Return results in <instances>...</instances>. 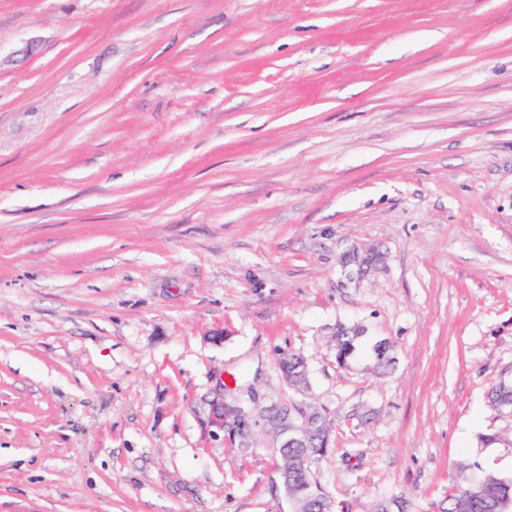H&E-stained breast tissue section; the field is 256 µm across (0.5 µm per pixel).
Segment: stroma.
<instances>
[{
    "label": "stroma",
    "instance_id": "35a3bbf8",
    "mask_svg": "<svg viewBox=\"0 0 512 512\" xmlns=\"http://www.w3.org/2000/svg\"><path fill=\"white\" fill-rule=\"evenodd\" d=\"M501 383L512 0H0V512H291L220 395L325 409L334 512H446ZM280 367L289 385L298 382L307 384L306 367L302 358L284 354L280 360Z\"/></svg>",
    "mask_w": 512,
    "mask_h": 512
}]
</instances>
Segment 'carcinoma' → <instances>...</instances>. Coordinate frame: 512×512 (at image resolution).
Masks as SVG:
<instances>
[{
	"label": "carcinoma",
	"mask_w": 512,
	"mask_h": 512,
	"mask_svg": "<svg viewBox=\"0 0 512 512\" xmlns=\"http://www.w3.org/2000/svg\"><path fill=\"white\" fill-rule=\"evenodd\" d=\"M281 370L288 384L307 382L305 363L293 354L283 355ZM321 413L323 425L308 427L306 442L299 448H281L282 467L288 469V481L295 496L306 502L310 512H319L325 499L324 493L313 483L305 460L321 455L328 442L329 420L324 409L314 407ZM448 512H512V478L505 479L491 474H470L455 484L448 496Z\"/></svg>",
	"instance_id": "obj_1"
}]
</instances>
